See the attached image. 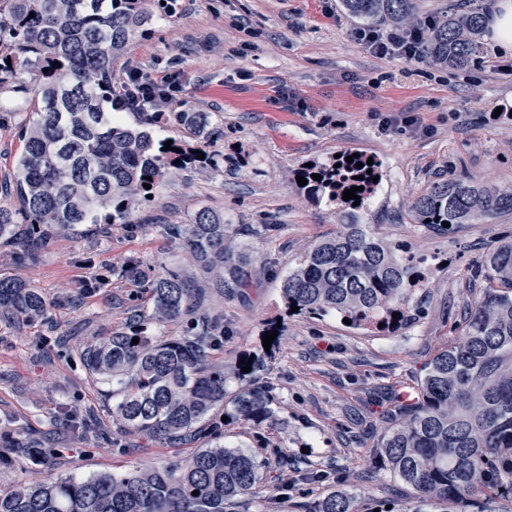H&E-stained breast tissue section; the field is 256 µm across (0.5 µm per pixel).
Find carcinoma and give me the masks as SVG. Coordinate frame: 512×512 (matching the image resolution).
<instances>
[{"label":"carcinoma","mask_w":512,"mask_h":512,"mask_svg":"<svg viewBox=\"0 0 512 512\" xmlns=\"http://www.w3.org/2000/svg\"><path fill=\"white\" fill-rule=\"evenodd\" d=\"M176 0H0V86L19 71L36 72V119L22 127L16 160L17 204L0 207V239L37 235L45 240L84 224H131L153 202L168 176L197 166L218 169L216 155L197 158V147L172 141L163 150L157 130L178 125L198 139L215 134L207 112H148L136 127L112 117L121 80L114 60L138 37L149 35L154 13L169 15ZM354 17L393 25L417 22L414 0H341ZM35 17H30V13ZM484 14L449 13L423 23V54L436 65L464 68L476 59ZM60 67H54V63ZM359 154L315 163L300 172L302 187L318 203L343 200L353 186L360 201L375 186L378 164ZM341 166H336V163ZM363 163L359 168L356 163ZM322 179L316 181L312 175ZM151 188L146 189L143 183ZM414 220L446 232L512 213V189L490 191L470 176L431 183L412 204ZM186 246L189 261L217 288L250 286L252 259L224 217L197 211L189 224L168 226ZM490 280L483 297L465 310L458 339L427 364L415 396L400 399L372 445L373 459L413 489L425 505L453 503L486 490L512 494V240L501 242L481 270ZM422 274L361 224L353 212L334 236L316 240L281 278L286 309L347 318L350 327L395 332L413 319L410 295ZM150 320L157 325L190 315L180 336L160 338L137 327L85 348L88 373L112 384V423L121 431L177 446L204 442L191 456L162 468L124 474L49 476L0 490V512H226L261 481L254 458L221 444L215 414L228 406L238 420L260 423L273 415L263 386L228 394L224 317L205 305L200 285L185 270L147 282ZM39 289L0 279V316L37 320L46 314ZM139 342L132 343L133 338ZM199 491L194 496L192 492ZM313 512H356L345 488L330 491Z\"/></svg>","instance_id":"carcinoma-1"}]
</instances>
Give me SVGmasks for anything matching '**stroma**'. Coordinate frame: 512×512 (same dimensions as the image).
<instances>
[{
    "instance_id": "stroma-1",
    "label": "stroma",
    "mask_w": 512,
    "mask_h": 512,
    "mask_svg": "<svg viewBox=\"0 0 512 512\" xmlns=\"http://www.w3.org/2000/svg\"><path fill=\"white\" fill-rule=\"evenodd\" d=\"M361 28L341 0H178L173 14L153 19L150 35L131 43L124 70L177 74L178 109L210 114L220 135L202 148L222 161L164 181L132 225L87 224L24 246L0 241V277L30 283L47 303L39 322L0 317V434L58 451L49 464L16 454L0 467V490L51 474L164 467L190 455L192 446L117 430L110 385L80 361L84 347L137 324L165 337L183 331L179 322L150 324L149 290L126 265L136 261L149 276L186 267L182 243L164 227L208 208L253 245L256 262L287 273L315 240L336 234L346 210L337 200L312 202L297 171L360 152L378 162L380 180L358 215L423 273L411 297L416 318L381 335L333 315H292L278 278L263 274L240 291L211 289L207 303L224 317L218 359L228 392L256 384L273 396L272 418L224 427L225 446L264 466L263 482L234 512H312L341 484L359 512L415 506L416 493L375 464L370 448L395 398L408 396L425 365L456 340L464 307L484 292L473 272L512 237V214L443 233L416 223L411 205L432 181L451 176L512 189V56L485 41L474 65L443 68L377 55L358 39ZM20 79L22 88L0 89L3 207L15 203L19 131L34 117L35 77ZM388 117L396 127H384ZM263 224L276 227L264 239L252 233ZM98 277L105 286L83 288ZM274 322L281 334L266 353L262 338ZM261 352L264 370L239 376L240 360ZM88 410L97 430L74 428L70 415Z\"/></svg>"
}]
</instances>
